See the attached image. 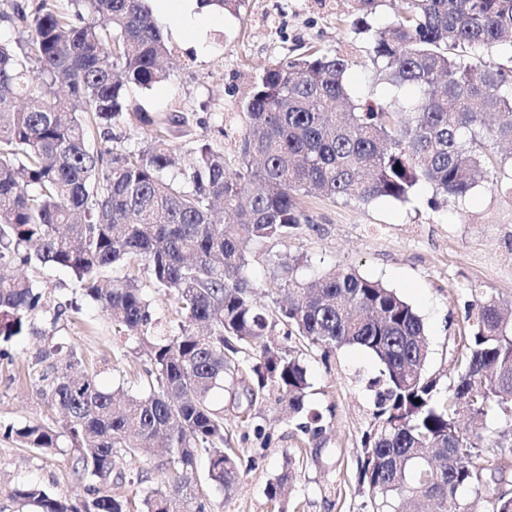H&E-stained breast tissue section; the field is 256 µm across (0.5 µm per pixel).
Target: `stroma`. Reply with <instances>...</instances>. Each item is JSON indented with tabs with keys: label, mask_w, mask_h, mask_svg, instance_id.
<instances>
[{
	"label": "stroma",
	"mask_w": 512,
	"mask_h": 512,
	"mask_svg": "<svg viewBox=\"0 0 512 512\" xmlns=\"http://www.w3.org/2000/svg\"><path fill=\"white\" fill-rule=\"evenodd\" d=\"M356 15L355 0H246L239 15H223L206 31L202 46L168 31L170 79L146 90L130 87L127 94L149 111L187 115L186 125L173 137L186 160L198 140L223 141V129L241 127L240 103L269 61L298 57L310 46L348 56L355 96L411 98L410 89L377 82L368 41L349 31ZM223 143L226 157L235 159L233 143ZM434 196L423 183L405 202L305 199L311 223L290 237L257 245L249 279L268 305L289 278L308 282L334 266L381 281L421 317L430 349L427 370L440 387H447L456 374L460 335L473 301L492 297L512 305V196L483 180L460 208L431 207ZM21 273L50 305L69 306L67 319L58 325V342L93 364L104 387L136 390V378L149 367V358L132 344L117 351L105 313L80 294L73 273L33 265ZM276 340L305 366L311 383L307 401L322 414L325 431L316 439L298 431L296 419L272 393L245 413L225 400V436L245 469L233 492L209 490L211 512H277L266 487L281 474L289 454L303 462L287 495L291 512H367L368 496L357 480V452L373 422L367 384L378 373L377 361L359 348L324 353L287 336L282 326ZM43 345L33 335L11 343L15 363L0 366V423L45 419L40 399L20 372ZM71 464V454L41 457L0 437V486L28 482L77 501L84 498L85 486L72 476Z\"/></svg>",
	"instance_id": "stroma-1"
}]
</instances>
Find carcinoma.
Segmentation results:
<instances>
[{"label":"carcinoma","instance_id":"obj_1","mask_svg":"<svg viewBox=\"0 0 512 512\" xmlns=\"http://www.w3.org/2000/svg\"><path fill=\"white\" fill-rule=\"evenodd\" d=\"M244 0H198L239 14ZM394 21L376 31L369 61L378 81L416 96L359 100L347 84L349 60L308 48L263 68L241 102L237 163L207 140L189 168L177 166L171 137L180 112L153 115L126 98L170 77L169 48L149 0H38L32 13L11 5L21 30L0 42V362L16 337L47 341L65 316L27 278L36 264L71 271L81 291L109 315L115 339L144 349L137 394L104 389L76 351L56 343L28 363L27 377L61 420L0 424V435L43 456L73 451L72 473L87 499L72 502L29 483L5 491L15 512H207L191 489L197 460L206 483L237 488L239 458L224 450V409L216 391L243 367L255 376L247 406L266 391L304 413V434H323L322 415L305 408L306 369L267 340L277 325L310 346H359L380 364L373 423L357 456L372 512H475L459 489L505 481L512 469V309L478 302L458 355L457 376L436 398L438 380L421 318L382 283L330 269L286 288L288 303H260L248 278L256 244L287 237L311 217L301 198L404 202L417 185L458 204L476 176L512 195V165L495 145L512 143V0H397ZM503 59L498 63L493 57ZM133 113L155 131L142 148L108 146ZM175 297L187 328L168 333L134 271ZM507 418L488 438L461 417ZM498 452L483 455L487 441ZM168 456L170 474L140 501L112 493L148 473L127 467L135 454ZM484 460L478 466L475 461ZM292 458L267 498L283 506L297 476ZM484 512H512V490L495 489Z\"/></svg>","mask_w":512,"mask_h":512}]
</instances>
